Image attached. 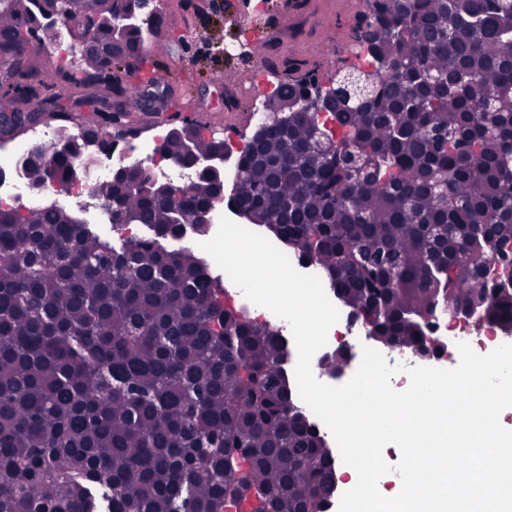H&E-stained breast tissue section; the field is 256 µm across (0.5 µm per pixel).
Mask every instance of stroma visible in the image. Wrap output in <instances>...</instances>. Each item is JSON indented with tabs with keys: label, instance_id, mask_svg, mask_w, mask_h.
<instances>
[{
	"label": "stroma",
	"instance_id": "stroma-1",
	"mask_svg": "<svg viewBox=\"0 0 512 512\" xmlns=\"http://www.w3.org/2000/svg\"><path fill=\"white\" fill-rule=\"evenodd\" d=\"M272 2L274 11L287 15L278 28L270 26L267 14L244 13L238 0H223L217 11L206 7L205 0H159L167 16L162 29L167 50L121 71L122 87L138 86L149 71L163 70L169 86L156 103V124L171 128L189 122L208 134L221 133L232 124L242 137H251L255 118L249 89L235 84L244 66L237 44L240 16H247L252 35L269 38L274 46L287 41L285 63L294 76L326 82L354 64L355 36L368 12L366 0H297L289 13L284 0ZM82 30V25L73 26L61 51L29 47L24 54L36 68L75 72L80 66L76 46Z\"/></svg>",
	"mask_w": 512,
	"mask_h": 512
}]
</instances>
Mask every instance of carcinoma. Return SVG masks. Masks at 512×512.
Returning a JSON list of instances; mask_svg holds the SVG:
<instances>
[{"mask_svg":"<svg viewBox=\"0 0 512 512\" xmlns=\"http://www.w3.org/2000/svg\"><path fill=\"white\" fill-rule=\"evenodd\" d=\"M358 48L383 66L327 117L304 108L311 79L286 77L237 161L226 206L293 249L383 345L425 344L442 305L512 332V0H367ZM83 12L101 36L78 43L82 90L142 57L152 22L137 0H0V66L29 81L0 100V130L39 119L55 74L20 57L21 26L42 41ZM134 17L114 27L115 16ZM28 184L73 177L102 133L83 125ZM363 160L311 146L314 133ZM224 145L170 129L190 167ZM203 170L177 185L140 168L96 187L147 236L115 247L73 211L0 208V512H328L334 457L295 403L278 327L254 323L189 247L170 249L224 192Z\"/></svg>","mask_w":512,"mask_h":512,"instance_id":"1","label":"carcinoma"}]
</instances>
